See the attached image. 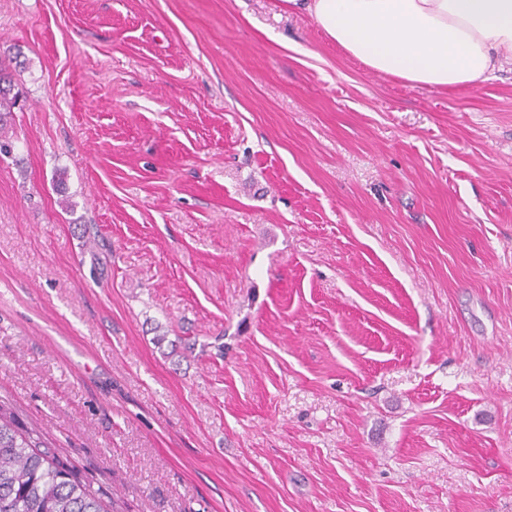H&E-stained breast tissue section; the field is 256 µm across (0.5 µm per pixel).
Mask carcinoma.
<instances>
[{"label":"carcinoma","mask_w":512,"mask_h":512,"mask_svg":"<svg viewBox=\"0 0 512 512\" xmlns=\"http://www.w3.org/2000/svg\"><path fill=\"white\" fill-rule=\"evenodd\" d=\"M13 85L0 68V117L15 105ZM0 512H107L99 493L41 450L32 431L15 425L0 405Z\"/></svg>","instance_id":"carcinoma-1"}]
</instances>
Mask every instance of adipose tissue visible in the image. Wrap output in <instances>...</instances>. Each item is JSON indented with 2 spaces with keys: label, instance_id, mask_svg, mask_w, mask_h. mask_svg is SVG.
<instances>
[{
  "label": "adipose tissue",
  "instance_id": "adipose-tissue-1",
  "mask_svg": "<svg viewBox=\"0 0 512 512\" xmlns=\"http://www.w3.org/2000/svg\"><path fill=\"white\" fill-rule=\"evenodd\" d=\"M371 70L442 89L512 60V0H285Z\"/></svg>",
  "mask_w": 512,
  "mask_h": 512
}]
</instances>
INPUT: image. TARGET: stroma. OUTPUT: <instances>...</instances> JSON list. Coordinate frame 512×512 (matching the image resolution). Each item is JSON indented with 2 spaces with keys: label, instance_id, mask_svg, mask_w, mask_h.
Here are the masks:
<instances>
[{
  "label": "stroma",
  "instance_id": "1",
  "mask_svg": "<svg viewBox=\"0 0 512 512\" xmlns=\"http://www.w3.org/2000/svg\"><path fill=\"white\" fill-rule=\"evenodd\" d=\"M0 405L116 512H512V70L284 0H0ZM13 85L11 77L8 73L0 68V155H10L14 146L11 137L4 131V123L2 124L3 112H11L15 105V96L12 95Z\"/></svg>",
  "mask_w": 512,
  "mask_h": 512
}]
</instances>
